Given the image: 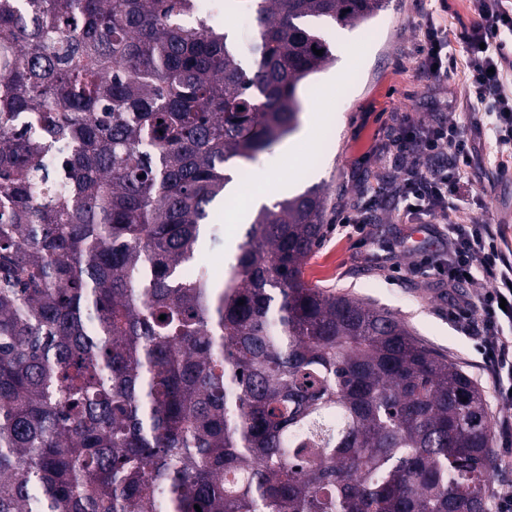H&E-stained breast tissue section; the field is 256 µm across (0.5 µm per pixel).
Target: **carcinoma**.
<instances>
[{
  "mask_svg": "<svg viewBox=\"0 0 512 512\" xmlns=\"http://www.w3.org/2000/svg\"><path fill=\"white\" fill-rule=\"evenodd\" d=\"M242 6L249 71L196 0H0V512H487L483 390L305 283L321 188L193 267L229 171L336 62L315 22L385 0Z\"/></svg>",
  "mask_w": 512,
  "mask_h": 512,
  "instance_id": "carcinoma-1",
  "label": "carcinoma"
}]
</instances>
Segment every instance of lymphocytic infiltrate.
Instances as JSON below:
<instances>
[{"label":"lymphocytic infiltrate","instance_id":"obj_1","mask_svg":"<svg viewBox=\"0 0 512 512\" xmlns=\"http://www.w3.org/2000/svg\"><path fill=\"white\" fill-rule=\"evenodd\" d=\"M473 24L459 33L426 20L422 28L421 70L435 83L447 82L453 43L466 53L467 97L473 112L493 139L499 156L512 157V88L502 71L505 36H512V6L506 0H468ZM393 165L401 176L407 207L428 236L434 250L418 249L410 238H398L393 251L414 254L407 269L415 278L433 280L448 290V318L475 342L494 382L501 407L499 446L512 459V263L491 224L474 220L460 193L472 158L470 130L454 122L436 121L399 133L390 142ZM489 282V290L470 296L474 277Z\"/></svg>","mask_w":512,"mask_h":512}]
</instances>
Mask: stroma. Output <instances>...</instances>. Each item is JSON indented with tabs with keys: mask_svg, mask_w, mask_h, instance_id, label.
Segmentation results:
<instances>
[{
	"mask_svg": "<svg viewBox=\"0 0 512 512\" xmlns=\"http://www.w3.org/2000/svg\"><path fill=\"white\" fill-rule=\"evenodd\" d=\"M422 7L420 0H387L384 10L358 26L320 22L336 63L306 80L298 94L305 105L318 100L325 122L313 139L297 144L295 156L283 155L278 141L250 162L255 184L239 187L238 197L212 204L210 221L219 231L204 237L197 263L223 271L234 245L244 239L248 223L236 215L250 196L260 194L274 202L289 193L324 188L330 194L328 228L306 261L304 280L402 318L418 340L454 361L489 396L493 379L469 338L449 321L442 288L423 279L390 277L373 263L375 256L390 255L397 236L418 230L402 218L400 199L371 198L374 187L395 179L383 150L389 135L439 119L466 126L473 120L463 94L467 69L461 48L452 50L454 69L447 83H432L420 71ZM471 149L473 162L463 192L473 198L479 222L499 225L502 251L512 261V158L499 161L493 141L484 133H472ZM501 162L507 175L495 173ZM353 207L376 228L362 243L356 235L334 229L337 213Z\"/></svg>",
	"mask_w": 512,
	"mask_h": 512,
	"instance_id": "obj_1",
	"label": "stroma"
}]
</instances>
